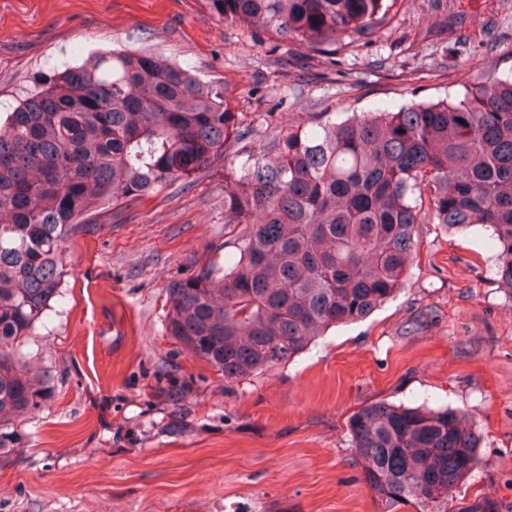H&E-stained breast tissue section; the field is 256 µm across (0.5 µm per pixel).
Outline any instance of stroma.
<instances>
[{"label": "stroma", "instance_id": "1", "mask_svg": "<svg viewBox=\"0 0 512 512\" xmlns=\"http://www.w3.org/2000/svg\"><path fill=\"white\" fill-rule=\"evenodd\" d=\"M115 47L225 85L255 137L273 106L312 125L512 70V0H405L376 42L336 57L270 47L209 0H0V105ZM418 234L395 298L228 382L165 330L167 284L224 257L223 164L85 227L64 245L48 319L21 343L44 392L0 459V512H381L346 426L375 401L467 411L479 461L455 495L512 504V298L480 229Z\"/></svg>", "mask_w": 512, "mask_h": 512}]
</instances>
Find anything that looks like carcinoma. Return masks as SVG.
<instances>
[{"mask_svg": "<svg viewBox=\"0 0 512 512\" xmlns=\"http://www.w3.org/2000/svg\"><path fill=\"white\" fill-rule=\"evenodd\" d=\"M400 0H210L224 22L308 53L371 44ZM239 129L225 88L147 49L99 52L0 112V458L38 406L17 342L60 296L65 241L115 207L224 161V263L167 288V333L239 380L286 364L396 294L418 225L479 227L512 299V74H478L459 100L354 112L316 128L265 113ZM382 512H449L480 434L449 407L364 405L347 421ZM454 512H504L479 494Z\"/></svg>", "mask_w": 512, "mask_h": 512, "instance_id": "1", "label": "carcinoma"}]
</instances>
